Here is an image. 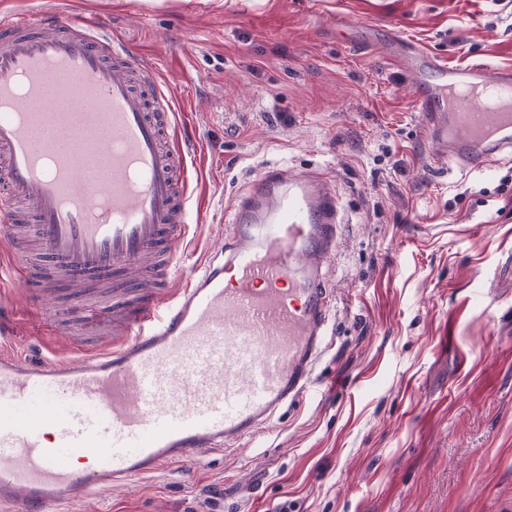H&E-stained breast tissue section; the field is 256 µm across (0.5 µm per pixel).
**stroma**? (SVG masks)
I'll return each mask as SVG.
<instances>
[{"label":"stroma","mask_w":512,"mask_h":512,"mask_svg":"<svg viewBox=\"0 0 512 512\" xmlns=\"http://www.w3.org/2000/svg\"><path fill=\"white\" fill-rule=\"evenodd\" d=\"M111 27L187 126L193 261L266 165L328 174L344 224L326 264L332 336L308 391L252 436L66 512H512V160L437 157L416 43L512 66V0H0ZM16 347L49 340L23 295Z\"/></svg>","instance_id":"obj_1"}]
</instances>
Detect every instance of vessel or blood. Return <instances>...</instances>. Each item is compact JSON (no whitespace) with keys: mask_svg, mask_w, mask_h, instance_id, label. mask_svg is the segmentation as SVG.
<instances>
[{"mask_svg":"<svg viewBox=\"0 0 512 512\" xmlns=\"http://www.w3.org/2000/svg\"><path fill=\"white\" fill-rule=\"evenodd\" d=\"M401 61L442 158L489 171L512 158V66ZM186 129L111 30L45 12L0 22V512H62L96 491L196 462L306 391L326 348L324 266L342 210L321 171L266 169L228 209L224 246L189 254ZM113 289L91 334L18 354L15 292L47 309L57 281Z\"/></svg>","mask_w":512,"mask_h":512,"instance_id":"b4317fda","label":"vessel or blood"}]
</instances>
